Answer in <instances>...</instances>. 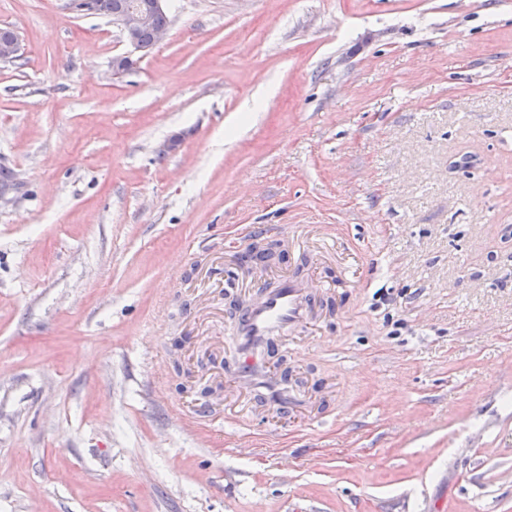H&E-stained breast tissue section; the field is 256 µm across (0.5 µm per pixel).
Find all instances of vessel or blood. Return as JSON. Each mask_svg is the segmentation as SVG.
Wrapping results in <instances>:
<instances>
[{
	"mask_svg": "<svg viewBox=\"0 0 512 512\" xmlns=\"http://www.w3.org/2000/svg\"><path fill=\"white\" fill-rule=\"evenodd\" d=\"M313 305L308 280L295 276L241 303L232 324L229 364L240 392L274 401L284 411L293 406L296 396L292 387L268 372V353L277 338L308 321Z\"/></svg>",
	"mask_w": 512,
	"mask_h": 512,
	"instance_id": "obj_1",
	"label": "vessel or blood"
}]
</instances>
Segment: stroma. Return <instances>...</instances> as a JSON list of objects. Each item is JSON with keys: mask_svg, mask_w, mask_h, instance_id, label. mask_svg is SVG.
<instances>
[{"mask_svg": "<svg viewBox=\"0 0 512 512\" xmlns=\"http://www.w3.org/2000/svg\"><path fill=\"white\" fill-rule=\"evenodd\" d=\"M165 6L116 79L0 0V512H512V0ZM295 273L285 414L224 362Z\"/></svg>", "mask_w": 512, "mask_h": 512, "instance_id": "35a3bbf8", "label": "stroma"}]
</instances>
